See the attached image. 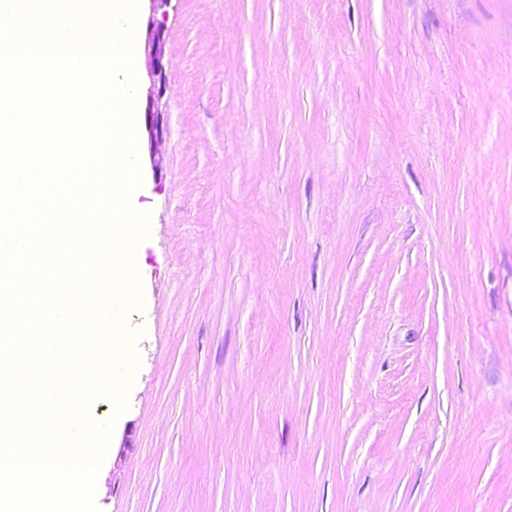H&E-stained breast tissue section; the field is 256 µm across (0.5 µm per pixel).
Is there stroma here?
<instances>
[{
	"mask_svg": "<svg viewBox=\"0 0 512 512\" xmlns=\"http://www.w3.org/2000/svg\"><path fill=\"white\" fill-rule=\"evenodd\" d=\"M133 56L96 512H512V0H140ZM151 25H152V48L151 50L154 51V64L151 66L150 72H149V79L150 83L153 87V89H157V98L153 97L147 105L146 108V119L148 122V125L150 127V132L153 134L154 141H155V148L153 151V167H158L160 164V151H159V144L162 139L163 135V118L162 113L159 106V100H160V93L161 88L165 83V71L161 62L162 58V47L160 43V36L161 32L163 30V26L161 23L155 21L154 18L151 19Z\"/></svg>",
	"mask_w": 512,
	"mask_h": 512,
	"instance_id": "obj_1",
	"label": "stroma"
}]
</instances>
